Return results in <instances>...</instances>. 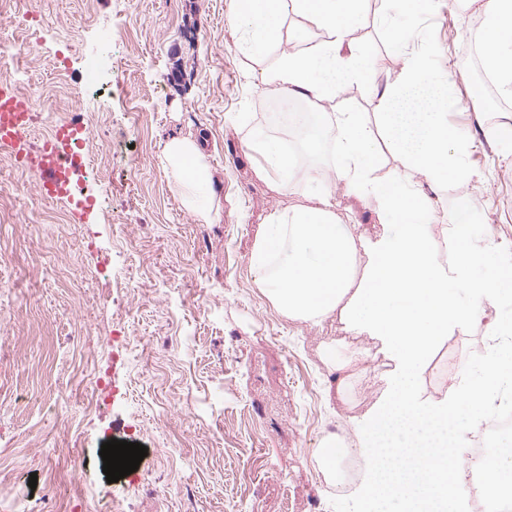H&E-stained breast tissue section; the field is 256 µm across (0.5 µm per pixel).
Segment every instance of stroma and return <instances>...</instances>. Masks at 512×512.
Wrapping results in <instances>:
<instances>
[{"label":"stroma","instance_id":"35a3bbf8","mask_svg":"<svg viewBox=\"0 0 512 512\" xmlns=\"http://www.w3.org/2000/svg\"><path fill=\"white\" fill-rule=\"evenodd\" d=\"M25 3L0 0V39L23 44L14 83L47 117L31 138L42 142L59 118H89L102 205L83 216L45 202L0 149V512H357L351 495L330 493L313 450L336 428L353 438L393 364L365 366L379 342L338 319L281 316L250 253L269 212L326 194L364 242L393 225L343 185L296 182L283 195L256 176L245 140L280 92L248 82L271 62L236 53V0H39L32 39L17 26ZM365 7L371 21L350 39L381 85L401 67L377 23L390 5ZM482 18L439 0L424 22L436 70L464 81L458 61ZM69 42L70 68L57 71ZM95 54L112 58L102 73L111 91L86 85L83 60ZM457 101L447 118L477 144L467 163L479 176L469 190L478 236L510 244L512 154L490 125L512 118V98L492 115L470 92ZM201 133L224 208L216 224L186 212L160 162L167 140ZM488 336L479 323L444 345L476 371ZM331 337L353 374L321 363ZM111 439L148 449L135 475L113 483L100 456Z\"/></svg>","mask_w":512,"mask_h":512}]
</instances>
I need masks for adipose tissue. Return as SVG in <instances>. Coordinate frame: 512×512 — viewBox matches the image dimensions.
Segmentation results:
<instances>
[{
  "label": "adipose tissue",
  "instance_id": "obj_1",
  "mask_svg": "<svg viewBox=\"0 0 512 512\" xmlns=\"http://www.w3.org/2000/svg\"><path fill=\"white\" fill-rule=\"evenodd\" d=\"M388 45L402 66L376 90L377 121L353 111L316 112L313 144L331 148L335 182L374 204L395 233L373 243L365 266L357 264L354 227L342 223L329 200L292 211L270 212L253 242L255 281L279 313L314 326L338 316L346 330L378 340L395 368L384 396L354 430L370 461L362 498L379 512H462V493L449 482L465 459L460 446L491 412L494 393L512 386V345L491 347L478 375H463L439 400L424 398L411 377L423 373L441 343L481 322L479 298L512 299V258L474 235L471 204L461 197L448 226L453 258L436 261L426 216L431 199L422 184L465 186L473 173L466 156L471 142L444 119L455 78H441L428 64L432 42L420 28L436 0H394ZM302 22L284 28L287 11ZM363 0H237L233 26L236 51L266 58L288 42L258 82L301 99L335 102L345 84H371L368 53L354 48L352 31L365 26ZM321 29L314 42L310 32ZM483 66L499 91L512 97V0H487L482 32ZM402 171L378 176L377 130ZM457 146L449 155V146ZM246 147L257 177L288 192L307 174L295 168L281 139L253 128ZM171 173L183 207L205 223L221 221L212 191V167L197 138L168 140L160 158Z\"/></svg>",
  "mask_w": 512,
  "mask_h": 512
}]
</instances>
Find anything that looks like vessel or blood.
I'll list each match as a JSON object with an SVG mask.
<instances>
[{"label": "vessel or blood", "instance_id": "obj_1", "mask_svg": "<svg viewBox=\"0 0 512 512\" xmlns=\"http://www.w3.org/2000/svg\"><path fill=\"white\" fill-rule=\"evenodd\" d=\"M31 112L29 99L14 82L0 78V147L7 148L16 161L33 173L43 194L55 200L70 199V182L83 156L72 141L87 131L83 119L59 125L52 138L33 144L30 138Z\"/></svg>", "mask_w": 512, "mask_h": 512}]
</instances>
